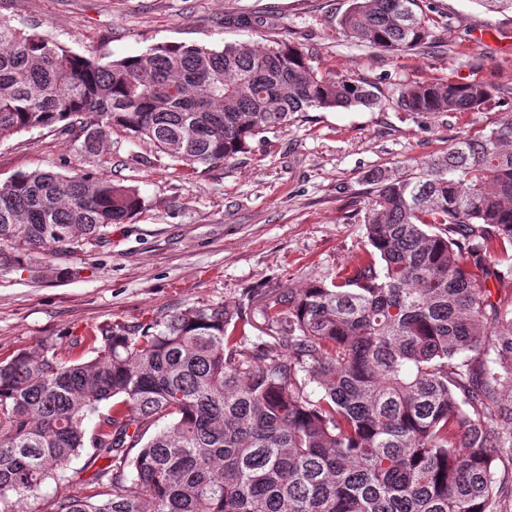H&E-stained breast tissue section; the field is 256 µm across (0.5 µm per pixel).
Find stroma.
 Instances as JSON below:
<instances>
[{
    "label": "stroma",
    "mask_w": 512,
    "mask_h": 512,
    "mask_svg": "<svg viewBox=\"0 0 512 512\" xmlns=\"http://www.w3.org/2000/svg\"><path fill=\"white\" fill-rule=\"evenodd\" d=\"M348 0H0V17L72 52L133 56L165 42L212 47L284 41L321 70L374 84L376 108L315 110L253 140L229 164L190 175L147 143L112 132L98 155L74 135L34 129L0 140V184L19 171H91L138 189L144 206L107 242L54 260L0 268V359L67 344L101 326L136 325L185 305L235 304L250 291L300 288L365 248L373 169L403 172L512 113V12L475 0H419L434 44L375 49L337 20ZM453 79L494 88L473 112L417 114L393 103L403 85ZM68 480L23 501L81 494L91 472L73 460Z\"/></svg>",
    "instance_id": "obj_1"
}]
</instances>
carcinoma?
I'll return each instance as SVG.
<instances>
[{
  "instance_id": "carcinoma-1",
  "label": "carcinoma",
  "mask_w": 512,
  "mask_h": 512,
  "mask_svg": "<svg viewBox=\"0 0 512 512\" xmlns=\"http://www.w3.org/2000/svg\"><path fill=\"white\" fill-rule=\"evenodd\" d=\"M416 6L349 0L338 24L411 49L432 37ZM494 93L422 82L395 105L472 112ZM381 105L374 85L277 40L79 55L0 18L1 140L77 130L95 154L121 129L197 174L303 112ZM366 181L363 259L276 293L271 341L236 336L248 296L0 360V512L83 454L108 462L93 493L43 512H512L497 472L512 463V297L487 288L512 276V115ZM141 205L106 176L17 172L0 186V267L102 243Z\"/></svg>"
}]
</instances>
